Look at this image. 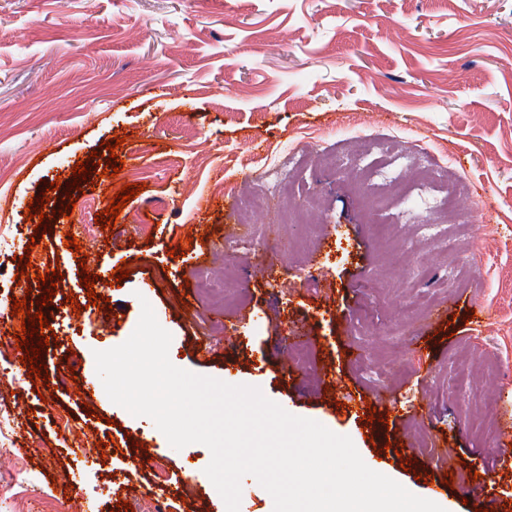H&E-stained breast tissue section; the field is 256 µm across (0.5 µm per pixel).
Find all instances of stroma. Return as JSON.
Segmentation results:
<instances>
[{
    "mask_svg": "<svg viewBox=\"0 0 512 512\" xmlns=\"http://www.w3.org/2000/svg\"><path fill=\"white\" fill-rule=\"evenodd\" d=\"M117 136L119 175L71 190L76 162ZM394 136L468 184L472 204L453 223L412 201L364 222L347 176L316 163L329 153L369 170L371 143ZM281 167L297 206L319 200L317 224L273 210L226 248L235 190H273ZM131 183L143 192L101 230L96 217ZM46 191L51 229L38 234L27 207ZM427 224L438 241L423 240ZM68 232L110 308L89 302L79 254L56 252ZM25 255L42 270L59 264L52 305L18 283ZM125 263L131 274L112 285ZM204 268L228 271L224 303L202 288ZM21 298L57 336L41 354L46 381L32 380L11 333ZM145 300L175 366L259 387L444 512H472L474 499L512 512V460L496 462L499 431L481 429L512 412V0H0V416L15 428L0 473L18 460L38 476L0 512H64L79 496L96 512L120 499L226 512L209 449H173L96 373L94 351L127 340ZM293 330L314 338L303 370L288 359ZM382 389L396 403L376 405ZM91 435L108 449L86 468L72 447ZM146 445L166 479L139 462Z\"/></svg>",
    "mask_w": 512,
    "mask_h": 512,
    "instance_id": "obj_1",
    "label": "stroma"
}]
</instances>
